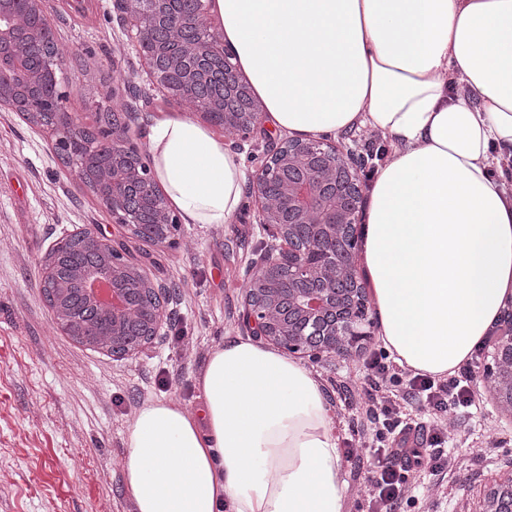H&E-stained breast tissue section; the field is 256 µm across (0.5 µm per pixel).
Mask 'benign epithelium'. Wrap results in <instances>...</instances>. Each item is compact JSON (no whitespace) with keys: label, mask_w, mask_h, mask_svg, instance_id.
<instances>
[{"label":"benign epithelium","mask_w":512,"mask_h":512,"mask_svg":"<svg viewBox=\"0 0 512 512\" xmlns=\"http://www.w3.org/2000/svg\"><path fill=\"white\" fill-rule=\"evenodd\" d=\"M136 31L137 43L156 80L182 95L202 89L213 122L246 134L261 122L249 87L239 82L230 58L217 48L218 37L205 24L206 0H113ZM53 21L41 0H0V107L33 115H58V137L85 131L61 111L58 72L47 38ZM38 45L37 55L23 57L15 45L22 36ZM132 113L115 119L107 138L113 141L112 172L87 180L112 207L121 228L139 238L165 243L177 230L141 152L128 143ZM362 183L356 169L336 147L317 139H293L271 146L258 170L253 193L262 202V223L273 225L283 247L266 251L247 289L244 316L253 334L315 361L334 356L369 338L363 329L368 297L349 255L355 237ZM67 239L48 254L43 285L59 282V259ZM87 252L105 266L78 265L72 279L80 284L84 306L109 322L112 330L86 336L65 302L68 288L50 289L51 307L61 332L114 357L135 356L153 342L168 318L173 290L153 285L132 264L121 238L89 234ZM112 276V309L91 301L81 285L95 274ZM504 334L494 344L493 363L483 378L499 391L501 406L512 411V310L503 313ZM482 512H512V475L494 485Z\"/></svg>","instance_id":"1"}]
</instances>
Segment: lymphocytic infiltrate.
Listing matches in <instances>:
<instances>
[{"instance_id": "obj_1", "label": "lymphocytic infiltrate", "mask_w": 512, "mask_h": 512, "mask_svg": "<svg viewBox=\"0 0 512 512\" xmlns=\"http://www.w3.org/2000/svg\"><path fill=\"white\" fill-rule=\"evenodd\" d=\"M365 368L368 377H375L389 384L394 397L393 402L383 406L384 422L370 440L376 453V465L366 497L371 512H398L408 487L410 459L424 457L436 466L444 463L440 419L471 406L472 391L467 375L443 381L406 371L390 362L387 353L383 351L372 352L365 360ZM409 399L423 402L427 413L435 418L429 449L422 451L416 448H394L389 443L387 433L392 429L389 418L396 412L397 401Z\"/></svg>"}]
</instances>
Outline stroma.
<instances>
[{
    "label": "stroma",
    "mask_w": 512,
    "mask_h": 512,
    "mask_svg": "<svg viewBox=\"0 0 512 512\" xmlns=\"http://www.w3.org/2000/svg\"><path fill=\"white\" fill-rule=\"evenodd\" d=\"M113 0H43L54 37L67 51L59 79L65 112L90 130L115 105L135 112L141 150L167 115L204 121L149 75L134 32ZM244 155L248 175L265 161L264 145L288 135L268 128L244 139L211 125ZM254 194L228 224L181 225L176 244L130 236L126 243L151 281L177 286L162 334L132 358H116L61 334L42 288V266L60 238L119 235L99 197L55 149L51 127L0 107V512H134L120 465L129 427L147 401H174L197 412L195 374L225 337L246 336V285L260 257L277 245L258 221ZM361 349L314 364L324 382L341 450L357 445L369 388L363 360L381 346L377 324ZM485 346L469 385L472 406L457 416L442 446L446 469L413 474L401 512H482L487 490L512 471V414L481 377Z\"/></svg>",
    "instance_id": "35a3bbf8"
}]
</instances>
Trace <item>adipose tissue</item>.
I'll return each instance as SVG.
<instances>
[{
  "instance_id": "obj_1",
  "label": "adipose tissue",
  "mask_w": 512,
  "mask_h": 512,
  "mask_svg": "<svg viewBox=\"0 0 512 512\" xmlns=\"http://www.w3.org/2000/svg\"><path fill=\"white\" fill-rule=\"evenodd\" d=\"M268 127L354 128L389 145L369 185L364 265L384 349L454 375L512 304V0H213ZM155 181L186 224H227L243 159L192 119L151 127ZM201 414L149 401L129 429L135 512H345L324 385L225 337L195 376Z\"/></svg>"
}]
</instances>
